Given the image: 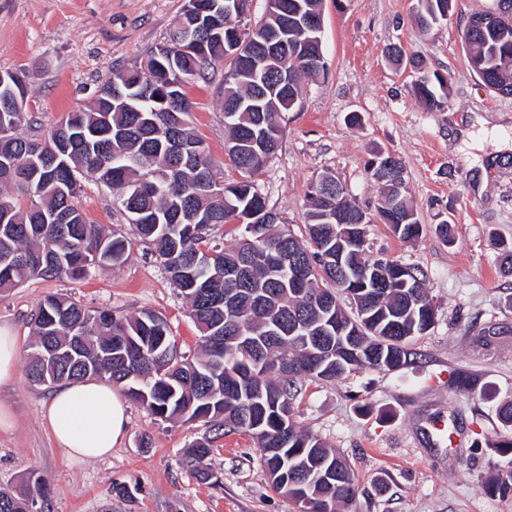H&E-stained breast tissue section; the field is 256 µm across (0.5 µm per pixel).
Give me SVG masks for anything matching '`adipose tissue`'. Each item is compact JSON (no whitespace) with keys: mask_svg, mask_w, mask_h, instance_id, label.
Instances as JSON below:
<instances>
[{"mask_svg":"<svg viewBox=\"0 0 512 512\" xmlns=\"http://www.w3.org/2000/svg\"><path fill=\"white\" fill-rule=\"evenodd\" d=\"M52 435L71 462L111 455L127 429V403L110 383L84 379L60 386L45 408Z\"/></svg>","mask_w":512,"mask_h":512,"instance_id":"obj_1","label":"adipose tissue"}]
</instances>
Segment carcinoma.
<instances>
[{
  "instance_id": "carcinoma-1",
  "label": "carcinoma",
  "mask_w": 512,
  "mask_h": 512,
  "mask_svg": "<svg viewBox=\"0 0 512 512\" xmlns=\"http://www.w3.org/2000/svg\"><path fill=\"white\" fill-rule=\"evenodd\" d=\"M251 0H199V23L185 35L177 15L163 42L132 69L113 72L81 109L65 117L67 154L54 159L60 133L40 138L19 130L27 112L13 96L28 95L25 82L0 85V293L32 278H78L96 265H121L131 241L87 222L78 205L82 183L94 180L117 191L133 235L150 245L189 300L201 335L200 354L177 352L166 319L152 311L115 317L86 310L51 294L32 318L35 354L27 375L54 387L97 377L125 387L127 394L163 421L203 420L214 431L247 432L260 449L272 488L295 512H337L356 502L359 486L350 466L317 435L300 429L293 400L305 379L336 380L363 368L393 370L411 363L409 343L433 326L435 307L423 283L406 272L413 288L391 284L372 289L373 271L396 266L364 256L363 225L379 221L403 240L419 235L420 224L407 199L406 167L399 181L381 180L374 214L356 206L345 190L329 187L308 196L307 239L299 241L280 213L269 208L256 180L278 150L281 114L298 100L301 80L324 72L322 35L305 24L324 16V0H266L261 20L242 24ZM451 0H418L416 21L425 32L448 16ZM502 31L480 33L466 26L463 39L471 69L491 90L512 95V20ZM225 62L223 109L230 139L225 145L236 173L224 179L202 138L189 125L192 104L185 88ZM131 88L112 98L113 83ZM166 89L169 101L140 96L139 88ZM413 92L429 109L448 99V79L421 75ZM101 126L112 137L93 140ZM241 224L231 247L210 242L216 224ZM355 305L349 315L341 295ZM333 314L361 328L352 352L336 364L312 363L309 336H288L301 320L327 323ZM213 439L195 442L186 464L200 478H212L208 460ZM325 461L340 472L328 484L311 469ZM44 479L28 472L13 488H0V512H51Z\"/></svg>"
}]
</instances>
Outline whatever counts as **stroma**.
I'll list each match as a JSON object with an SVG mask.
<instances>
[{
	"mask_svg": "<svg viewBox=\"0 0 512 512\" xmlns=\"http://www.w3.org/2000/svg\"><path fill=\"white\" fill-rule=\"evenodd\" d=\"M496 0H453L447 19L421 32L417 0H325L322 33L326 70L303 82L285 113L281 145L257 186L268 207L306 236L307 194L335 177L350 199L374 212L379 186L371 162L381 154L406 165L408 199L421 224L418 238L399 240L386 225H366L368 258L421 270L436 309L434 326L415 339L412 363L393 371L364 369L335 381L306 380L294 403L301 429L322 438L359 479L355 512H512V495L487 492L507 471L487 441L505 435L497 405L512 400V275L499 258L512 243V95L487 88L470 69L461 40L469 16ZM183 0H0V73L24 75L32 126L40 135L96 93L113 71L133 67L166 37ZM397 44L419 54L426 73L448 77L443 109L429 110L412 93L415 73L389 62ZM223 63L186 88L188 121L214 163L226 166ZM485 167V185L472 169ZM90 223L105 230L128 223L116 193L86 181L78 197ZM455 226L453 242L435 232ZM62 294L90 310L126 317L144 310L164 316L180 353L196 351L199 332L189 304L149 246L133 240L129 259L91 268L81 279H30L0 295V324L19 338L14 382L0 403L16 417L0 431V487L28 471L46 480L53 512H294L271 486L250 436L216 440L203 483L184 455L209 433L203 421H164L129 402L128 428L111 456L74 464L53 441L43 417L50 389L26 372L33 342L31 317L47 295ZM490 343L476 342L479 330ZM473 388L461 390L458 375ZM452 424L451 444L437 443L433 421ZM124 485L126 497L116 496Z\"/></svg>",
	"mask_w": 512,
	"mask_h": 512,
	"instance_id": "1",
	"label": "stroma"
}]
</instances>
